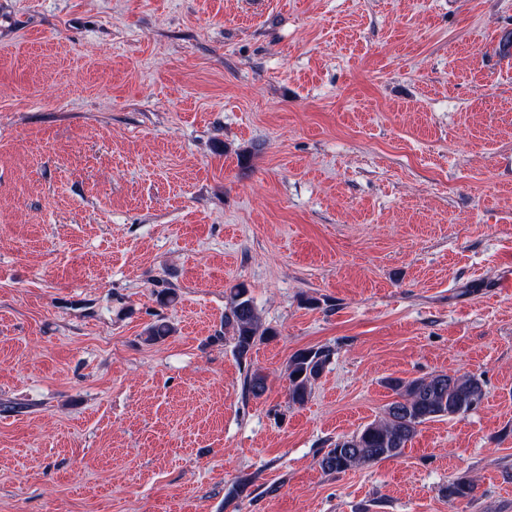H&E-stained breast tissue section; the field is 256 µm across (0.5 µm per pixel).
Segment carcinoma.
<instances>
[{
	"mask_svg": "<svg viewBox=\"0 0 512 512\" xmlns=\"http://www.w3.org/2000/svg\"><path fill=\"white\" fill-rule=\"evenodd\" d=\"M172 332L170 324L158 320L148 327L146 339L157 342ZM224 334L231 336L235 352L241 358L246 357L256 343L275 336L273 330L262 327L249 289L243 284L230 289L224 311ZM331 354V349L319 347L303 349L291 356L288 396L292 404L301 405L307 400L312 384L323 373ZM387 386L396 399L388 404L384 415L360 431L337 439L335 446L318 461L323 471L341 474L396 458L403 454L421 424L466 413L484 396L482 380L469 374L438 373L408 381L390 379ZM475 487V480L460 477L444 486L442 494L450 501L471 499Z\"/></svg>",
	"mask_w": 512,
	"mask_h": 512,
	"instance_id": "carcinoma-1",
	"label": "carcinoma"
}]
</instances>
